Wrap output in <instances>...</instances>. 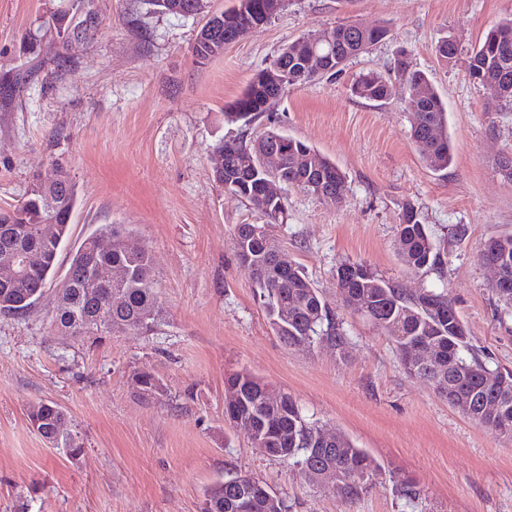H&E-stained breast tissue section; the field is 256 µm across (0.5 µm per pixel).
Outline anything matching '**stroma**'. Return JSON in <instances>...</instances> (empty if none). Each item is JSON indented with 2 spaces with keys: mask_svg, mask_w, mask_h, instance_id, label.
I'll return each instance as SVG.
<instances>
[{
  "mask_svg": "<svg viewBox=\"0 0 512 512\" xmlns=\"http://www.w3.org/2000/svg\"><path fill=\"white\" fill-rule=\"evenodd\" d=\"M77 32L49 46L40 29L55 7ZM207 14L181 17L143 0H0V207L36 181L65 172L77 203L70 238L45 293L22 317L0 316V512H201L204 492L228 473L266 483L289 512H512V443L477 426L408 375L392 344L360 313L337 306L346 358L318 345L291 349L271 329L231 233L262 223L213 176L220 140L276 126L319 150L345 176L344 200L327 205L288 189V221L274 235L328 303L336 267L361 261L408 291L447 290L472 347L512 370V304L500 300L478 254L512 233V111L488 109L491 93L464 61H438V38L469 53L512 17V0H288L266 25L200 66L191 49ZM383 24V41L342 73L291 89L272 119L225 122L228 106L281 49L326 26ZM408 52L448 112L453 161L438 172L409 137L414 107L400 91L352 97L358 76L392 75ZM413 205L439 249L416 271L399 255L396 227ZM123 224L151 257L156 304L149 333H118L90 346L52 325L57 283L70 254L106 225ZM164 386L142 399L131 378ZM247 371L283 389L305 415L344 434L382 466L353 503L312 484L300 467L255 447L224 420V378ZM54 403L82 452L43 439L30 405ZM412 478L420 498L396 496Z\"/></svg>",
  "mask_w": 512,
  "mask_h": 512,
  "instance_id": "obj_1",
  "label": "stroma"
}]
</instances>
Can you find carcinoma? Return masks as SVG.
<instances>
[{"instance_id": "cac0c4a2", "label": "carcinoma", "mask_w": 512, "mask_h": 512, "mask_svg": "<svg viewBox=\"0 0 512 512\" xmlns=\"http://www.w3.org/2000/svg\"><path fill=\"white\" fill-rule=\"evenodd\" d=\"M251 7L244 12L237 8L225 14H237L240 25L261 27L267 24L279 9L269 7L270 0H249ZM156 11L186 16L197 8L205 12V0H148ZM388 29L374 25L363 30L357 24L330 27L332 42L318 48L323 55L327 71H342L346 62L369 47L385 39ZM512 39V18L493 26L482 42L468 56L466 66L473 82L494 81L508 84L511 93L498 100L493 111L512 108V55L500 52L504 37ZM224 42V32H215L210 43L201 42L192 47L194 62L205 64L223 52L218 50ZM438 59L449 65L457 61L459 45L445 36L437 41ZM279 83H264L263 74H254L244 92L224 113L225 119L235 122L236 114L244 113L253 121L269 115L279 100L294 86H306L319 76L309 72L303 63L284 54L272 62ZM405 97L419 85L428 84L426 75L413 67L412 61L395 63ZM393 86L380 74L367 73L351 86L353 96L382 101L390 98ZM279 138L282 153L281 166L267 172L260 166L258 151L272 138ZM410 138L423 161L435 171L448 169L453 153L447 133V112L441 98L429 91L423 101L416 103L410 128ZM224 153V165L213 169L215 180L222 184L233 180L235 191L263 218L267 237L240 234L241 225H235L232 235L241 241L232 243L238 263L253 266L257 272L255 286L263 298L266 317L273 331L290 348H303L305 344L325 343L344 358L348 354L349 336L336 314L315 288L302 268L294 265L282 272L272 260L270 243L275 240L273 228L287 220L288 206L278 208L260 197L261 183L277 179L286 188H295L320 201L341 194L344 176L328 157L307 143L270 128L254 139L242 137L222 140L212 152ZM77 196L75 185L68 176L59 174L45 182V192L26 195L22 202L8 209L0 208V260L15 252L30 257L27 269L18 281L0 283V315L21 317L46 289L64 243L69 237L70 223ZM38 215L43 223L54 225V233L45 238L36 234L32 216ZM400 255L407 266L423 270L434 265L438 252L432 235L421 224L413 207L406 208L396 227ZM114 244L109 250L96 249L97 235L84 239L71 254L66 274L68 288L62 300L66 311L53 319V324L73 336L98 340L105 336L125 332H150L160 322L155 303V288L151 260L147 251L132 252L123 245V239L132 232L121 224L105 227ZM496 257L503 260V271L512 279V234L489 239L480 251V258ZM97 266H119L125 269V279L110 288L99 287L91 273ZM336 295L343 306H350L357 296L366 298L365 317L376 325L391 341L401 363H406V351L422 342L435 349V362L429 368L415 367L417 376L427 379L441 397L453 407L465 400L470 403L467 418L474 424L490 429L499 436L512 440V371L491 369L475 355L467 337L464 323L448 325L440 321V313L454 309L448 293L425 289L411 293L386 279L364 262L344 261L336 269ZM507 380L502 389L488 380L490 376ZM158 379L150 372L141 371L132 379L135 392L142 398L154 395ZM239 382L251 385L245 399L224 406V415L240 419L239 429L256 431L267 454L293 465L306 466L308 477L315 484L331 476L341 484V497L349 502L363 498L372 486V477L381 466L367 452L357 448L344 435H336V442L319 444L312 440L319 431L316 422L307 419L296 402L276 386L264 382L248 372L234 373L225 378L224 386ZM29 420L38 434L54 444L68 440L70 455L77 456L82 448L66 428L67 414L56 404L40 402L30 406ZM397 496L410 502L419 499L414 483L398 479ZM240 486L219 482L204 494L202 512H238L236 500ZM248 512H287V505L279 498L255 496Z\"/></svg>"}]
</instances>
